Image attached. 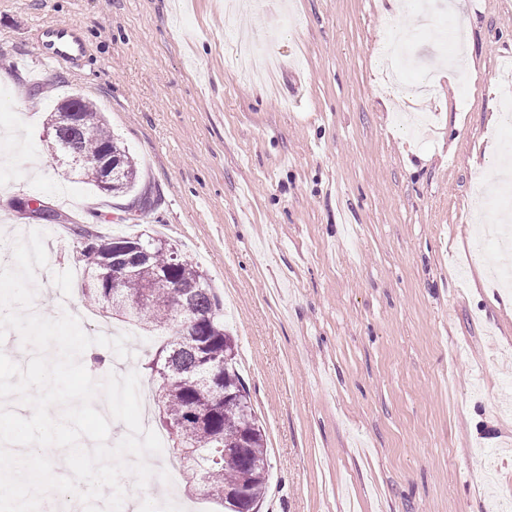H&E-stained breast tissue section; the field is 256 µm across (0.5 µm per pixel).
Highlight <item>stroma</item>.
<instances>
[{"label": "stroma", "mask_w": 512, "mask_h": 512, "mask_svg": "<svg viewBox=\"0 0 512 512\" xmlns=\"http://www.w3.org/2000/svg\"><path fill=\"white\" fill-rule=\"evenodd\" d=\"M425 0H0V132L20 137L0 215L46 231L47 318L67 299L85 333H130L126 365L152 388L158 337L87 305L72 272L77 224L105 235L157 231L194 259L221 298L237 368L270 464L259 512H495L486 474L512 485V267L474 188L512 142L492 121L499 69L512 60V0L429 1L433 31L412 26ZM80 27L75 71L41 64L36 30ZM472 31L470 68L443 75ZM409 35L408 84L438 73L417 101L430 126L401 121L382 56ZM279 64L277 91L243 82L229 51L243 36ZM302 87L301 106L289 97ZM77 92L103 112L139 164L154 209L122 221L110 197L66 174L44 127ZM42 160L31 169L29 156ZM51 207L57 223L14 210Z\"/></svg>", "instance_id": "35a3bbf8"}]
</instances>
